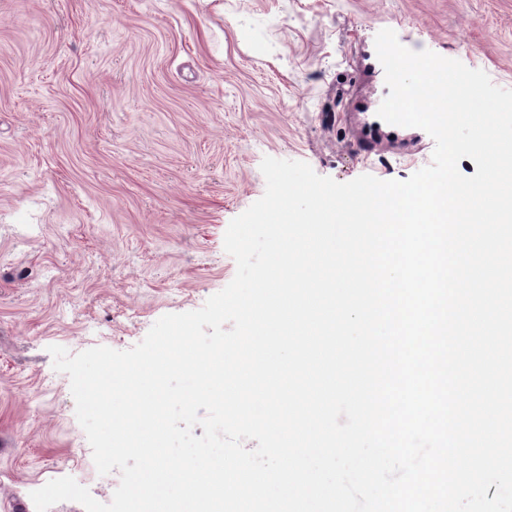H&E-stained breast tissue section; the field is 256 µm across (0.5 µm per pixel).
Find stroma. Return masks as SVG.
<instances>
[{"mask_svg":"<svg viewBox=\"0 0 512 512\" xmlns=\"http://www.w3.org/2000/svg\"><path fill=\"white\" fill-rule=\"evenodd\" d=\"M385 28L512 89V0H0V512L64 476L111 501L48 348L130 349L224 289L264 157L430 164L377 116Z\"/></svg>","mask_w":512,"mask_h":512,"instance_id":"1","label":"stroma"}]
</instances>
